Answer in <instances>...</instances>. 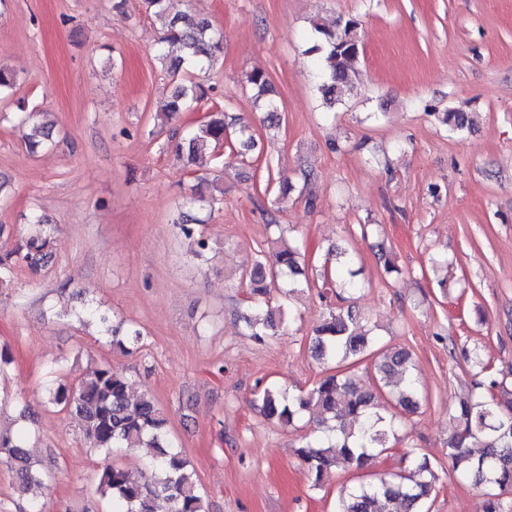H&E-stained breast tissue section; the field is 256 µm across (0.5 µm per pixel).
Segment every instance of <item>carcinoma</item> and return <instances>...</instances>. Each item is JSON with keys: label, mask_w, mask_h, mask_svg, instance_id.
<instances>
[{"label": "carcinoma", "mask_w": 512, "mask_h": 512, "mask_svg": "<svg viewBox=\"0 0 512 512\" xmlns=\"http://www.w3.org/2000/svg\"><path fill=\"white\" fill-rule=\"evenodd\" d=\"M145 4L161 20L160 44L183 49V55L173 59L159 54L167 73L174 77V89L163 106L165 116L170 117L201 99L193 86L176 79L183 64L212 60L222 47L223 34L206 17L170 13L166 0H145ZM358 30L359 23L352 18L337 20L334 28L314 23L321 44L313 50L324 51L320 91L329 104L353 86ZM248 82L258 96L269 94L270 82L264 72H251ZM225 118L222 110L211 113L173 145L183 167L191 168L204 151L224 143ZM197 180L186 197L188 203L210 207L221 203L217 196L207 197L201 192V185L207 182L204 176ZM27 221L34 231L15 247L0 251V287L10 281L18 266L24 264L36 272L51 261L52 225L38 214ZM176 228L196 240L195 256L204 259L209 243L199 231V223L187 215ZM276 228L278 236L271 241L274 262L270 266L261 260L253 264L249 272L253 296L242 315L250 335L259 341L277 335V330L294 321L284 304L272 305L268 284L290 277L286 297L305 285L297 278L301 274L299 247L285 239L281 225ZM369 332L352 306L331 307L315 329L310 352L316 361L332 365V371L298 394L272 384L256 385V396L267 418L284 427L294 425L303 414L316 421L320 435L297 450L316 486L322 485L331 469L340 465L363 469L370 459L390 449V439L396 437L394 417L377 411L379 397H388L402 413H414L423 403L424 396L411 373L410 352L382 346ZM143 340L142 330L134 324L112 327V346L124 352L139 349ZM362 365L373 372L374 384L369 387L357 379ZM506 382L505 375L488 383L474 381L450 416L454 429L447 442L448 463L453 472L474 485L491 487L485 512H505L502 495H512V401L504 402L495 394ZM42 400L74 415L90 447L104 454L106 462L96 477L97 492L112 501L113 512H207L196 474L169 436L165 412L153 397L138 390L136 380L110 366H96L72 384L48 380ZM114 448L149 450L150 459L141 478L131 477L109 460ZM474 448L479 452L473 453ZM403 457L411 459L408 474L399 478L384 475L372 483L341 490L334 512H429L430 498L440 481L438 467L415 448L406 449ZM0 467L15 475L14 488L19 496L32 495L31 512H45L40 495L50 475L35 459L23 435L0 431Z\"/></svg>", "instance_id": "cac0c4a2"}]
</instances>
